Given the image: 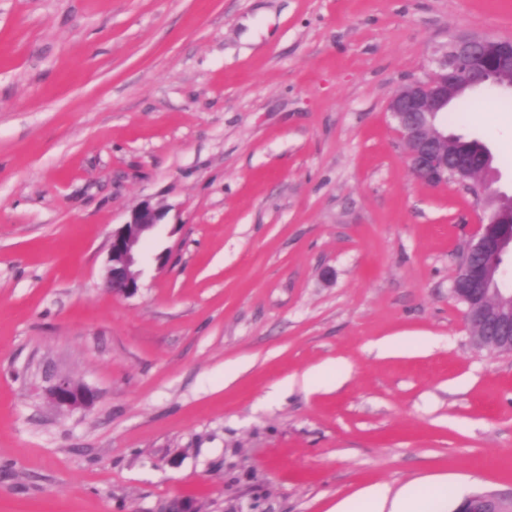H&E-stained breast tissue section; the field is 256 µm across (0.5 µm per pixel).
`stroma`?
<instances>
[{
    "label": "stroma",
    "mask_w": 512,
    "mask_h": 512,
    "mask_svg": "<svg viewBox=\"0 0 512 512\" xmlns=\"http://www.w3.org/2000/svg\"><path fill=\"white\" fill-rule=\"evenodd\" d=\"M463 34L512 38V0H0V512L512 500V354L450 291L483 212L412 176L387 109ZM481 96L444 118L510 197L512 109ZM146 200L116 297L109 239ZM59 376L95 403L57 409ZM163 212L149 201H143L128 220L112 232L109 243L104 287L118 297H131L140 288L138 246L159 226ZM448 497V484L431 481L405 487L394 494L383 485H373L340 500L333 512H428V504Z\"/></svg>",
    "instance_id": "stroma-1"
}]
</instances>
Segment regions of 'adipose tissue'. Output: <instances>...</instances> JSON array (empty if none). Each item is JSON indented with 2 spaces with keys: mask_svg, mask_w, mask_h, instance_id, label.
I'll return each instance as SVG.
<instances>
[{
  "mask_svg": "<svg viewBox=\"0 0 512 512\" xmlns=\"http://www.w3.org/2000/svg\"><path fill=\"white\" fill-rule=\"evenodd\" d=\"M448 485L431 481L421 486L391 491L383 485H374L340 500L333 512H428L432 501L447 498Z\"/></svg>",
  "mask_w": 512,
  "mask_h": 512,
  "instance_id": "obj_1",
  "label": "adipose tissue"
}]
</instances>
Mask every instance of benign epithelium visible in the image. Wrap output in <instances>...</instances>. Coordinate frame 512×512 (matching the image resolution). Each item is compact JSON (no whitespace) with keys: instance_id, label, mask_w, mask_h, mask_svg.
I'll return each instance as SVG.
<instances>
[{"instance_id":"benign-epithelium-1","label":"benign epithelium","mask_w":512,"mask_h":512,"mask_svg":"<svg viewBox=\"0 0 512 512\" xmlns=\"http://www.w3.org/2000/svg\"><path fill=\"white\" fill-rule=\"evenodd\" d=\"M472 62L471 73L482 77L481 84L512 88V38L484 35L457 36L448 42L444 54L432 60V70L423 78L405 82L388 104L389 115L395 124L409 169L423 182L438 184L451 181L467 189L474 180L448 179V127L440 122V115L448 111V102L468 80L459 78L458 64ZM495 195L488 190L476 202L484 213V224L479 226L473 246L485 251H512V243L503 246L501 239L489 235L487 222L500 218L498 211L489 208L486 198ZM163 212L148 201L142 202L128 220L112 231L109 243L104 287L118 297H131L140 288L138 246L159 226ZM493 302V321L496 336L478 334V344L501 352L512 353V289H478ZM48 395L60 410L91 407L95 393L67 377H58L48 388ZM454 512H509V507L491 494L471 495L463 499Z\"/></svg>"}]
</instances>
